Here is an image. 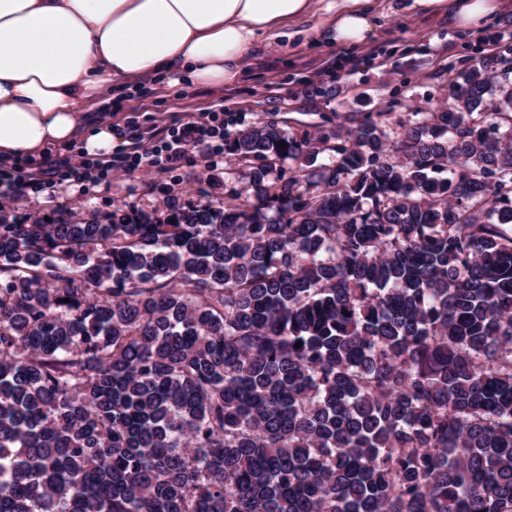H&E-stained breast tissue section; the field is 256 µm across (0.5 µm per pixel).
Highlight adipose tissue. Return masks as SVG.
<instances>
[{"label": "adipose tissue", "instance_id": "1", "mask_svg": "<svg viewBox=\"0 0 512 512\" xmlns=\"http://www.w3.org/2000/svg\"><path fill=\"white\" fill-rule=\"evenodd\" d=\"M474 28L498 0H413ZM384 0H0V160L42 157L81 140L110 154L111 122L85 128L89 105L144 83L221 86L262 43L320 37L355 48Z\"/></svg>", "mask_w": 512, "mask_h": 512}]
</instances>
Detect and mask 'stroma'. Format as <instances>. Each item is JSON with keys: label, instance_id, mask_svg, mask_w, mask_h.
Returning a JSON list of instances; mask_svg holds the SVG:
<instances>
[{"label": "stroma", "instance_id": "stroma-1", "mask_svg": "<svg viewBox=\"0 0 512 512\" xmlns=\"http://www.w3.org/2000/svg\"><path fill=\"white\" fill-rule=\"evenodd\" d=\"M503 2L491 24L463 32L449 23L447 13L410 12L404 0H392V10L359 48L324 42L269 46L243 61L233 84L170 88L149 83L133 93H113L111 105L93 109L91 118L120 128L134 120L158 139L220 105L245 123L272 122L299 137L329 132L355 112L391 110L405 121L410 112L437 107L447 97L456 75L485 55L486 38H497V55L512 60V40L501 37L512 28V0ZM238 174L228 156L192 150L176 166L148 175L135 170L94 185L28 195L7 221L20 223L35 215L56 223L117 210L159 212L171 199L219 204Z\"/></svg>", "mask_w": 512, "mask_h": 512}]
</instances>
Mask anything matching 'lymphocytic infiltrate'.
<instances>
[{
	"label": "lymphocytic infiltrate",
	"mask_w": 512,
	"mask_h": 512,
	"mask_svg": "<svg viewBox=\"0 0 512 512\" xmlns=\"http://www.w3.org/2000/svg\"><path fill=\"white\" fill-rule=\"evenodd\" d=\"M223 113L209 112L180 127L170 129L160 144L146 146L145 135L136 122L123 131L122 144L111 155L95 159L68 155L40 165L27 174L0 173V213H6L19 197L52 190L70 182H97L117 172L171 167L181 162L188 150L213 155L224 151Z\"/></svg>",
	"instance_id": "1"
}]
</instances>
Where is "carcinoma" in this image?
<instances>
[{"label": "carcinoma", "instance_id": "1", "mask_svg": "<svg viewBox=\"0 0 512 512\" xmlns=\"http://www.w3.org/2000/svg\"><path fill=\"white\" fill-rule=\"evenodd\" d=\"M511 68L226 133L221 204L0 224V512H512Z\"/></svg>", "mask_w": 512, "mask_h": 512}]
</instances>
